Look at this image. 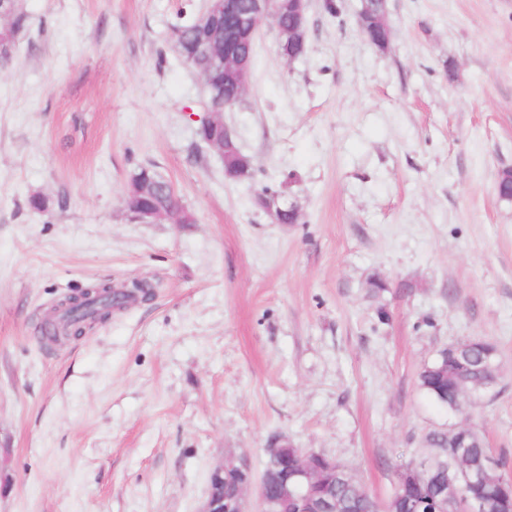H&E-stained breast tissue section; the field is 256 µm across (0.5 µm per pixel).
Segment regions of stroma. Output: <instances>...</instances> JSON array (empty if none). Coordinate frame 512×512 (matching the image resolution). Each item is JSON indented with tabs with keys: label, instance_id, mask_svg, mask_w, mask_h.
<instances>
[{
	"label": "stroma",
	"instance_id": "1",
	"mask_svg": "<svg viewBox=\"0 0 512 512\" xmlns=\"http://www.w3.org/2000/svg\"><path fill=\"white\" fill-rule=\"evenodd\" d=\"M310 0L304 56L262 25L223 119L253 164L224 176L199 138L201 77L177 24L207 0H24L0 73V512H201L213 469L289 442L385 499L458 424L420 388L482 336L498 381L471 424L512 479V0ZM150 166L190 224L128 220ZM297 204L279 224L262 188ZM41 196L47 208L30 207ZM386 289L373 293V279ZM152 300L43 345L47 310L92 282ZM368 1V9L366 11L363 34L376 49L385 50L388 46L386 45L387 34H389L391 31L386 13H383L378 17L377 24L387 34L381 30L374 22L376 13H382L385 10V3L382 0Z\"/></svg>",
	"mask_w": 512,
	"mask_h": 512
}]
</instances>
